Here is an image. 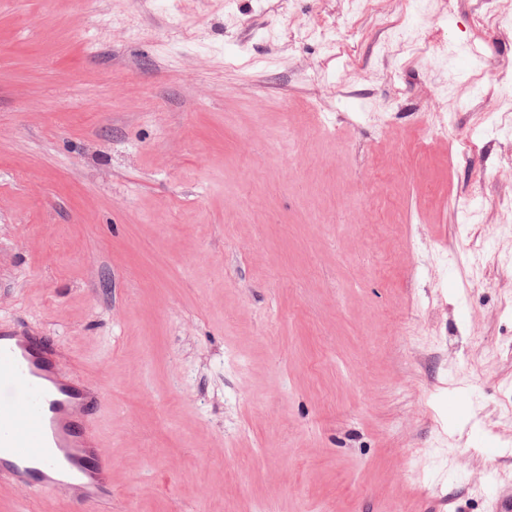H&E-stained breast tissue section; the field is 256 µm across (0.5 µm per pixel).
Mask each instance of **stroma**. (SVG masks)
<instances>
[{"mask_svg": "<svg viewBox=\"0 0 512 512\" xmlns=\"http://www.w3.org/2000/svg\"><path fill=\"white\" fill-rule=\"evenodd\" d=\"M0 0V330L108 399L112 512L512 496V12Z\"/></svg>", "mask_w": 512, "mask_h": 512, "instance_id": "stroma-1", "label": "stroma"}]
</instances>
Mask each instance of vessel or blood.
Listing matches in <instances>:
<instances>
[{
  "label": "vessel or blood",
  "instance_id": "vessel-or-blood-1",
  "mask_svg": "<svg viewBox=\"0 0 512 512\" xmlns=\"http://www.w3.org/2000/svg\"><path fill=\"white\" fill-rule=\"evenodd\" d=\"M102 391L70 384L29 331L0 332V476L25 499L61 493L87 477L73 498L76 512H95L97 490L112 481V466L92 427V410L104 409Z\"/></svg>",
  "mask_w": 512,
  "mask_h": 512
}]
</instances>
